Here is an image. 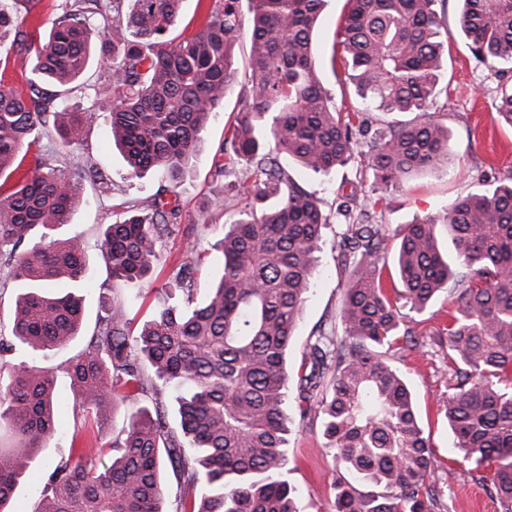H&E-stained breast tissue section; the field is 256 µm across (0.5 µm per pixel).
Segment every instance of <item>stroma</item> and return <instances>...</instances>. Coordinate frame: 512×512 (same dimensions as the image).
<instances>
[{
	"mask_svg": "<svg viewBox=\"0 0 512 512\" xmlns=\"http://www.w3.org/2000/svg\"><path fill=\"white\" fill-rule=\"evenodd\" d=\"M458 8L457 0H448L442 16L452 36L445 46L441 94L436 105L426 113L368 114L376 128L397 119L407 123L429 119L446 125L447 160L414 173L400 188L390 192L380 189L373 171L357 158L326 176L306 170L293 159H283L282 165L293 182L316 199L325 213H335L352 192L362 190L376 201L372 210L375 222L387 225L393 232L401 225L437 216L460 196L493 189L498 180L512 174V127L492 120L502 87L512 85V70L504 64L491 68L475 60L465 37L457 30ZM347 9L348 0H326L315 29L314 55L323 84L335 102L357 110L361 107L360 98L351 85L339 82L330 62L338 24ZM14 11L20 29L41 34L48 32L62 15L59 0H16ZM32 77L31 54L26 47H14L10 54L0 56V87L25 93ZM240 89L236 83L228 91L223 108L203 131L200 147L189 159L176 187L181 207L179 222L196 225V234L186 237L174 233L160 251L151 278L121 287L132 329H139L149 318L164 289L173 286L176 272L190 254L202 258L195 281L197 297H204L207 288L221 275L223 259L215 244L224 235L225 221L234 213L236 178L217 174L215 153L224 141L226 124L244 106ZM40 91L55 103L69 104L92 115L84 144L73 153L61 155L59 141L49 127L40 128L38 145L45 159L56 162L72 177L84 179L82 202L64 232L83 236L93 265L82 292L83 335L67 347L40 351L33 357L34 363L54 378L59 423L48 448L42 451L46 466L31 469L22 477L13 497L12 512H33L49 464L68 456L73 434L80 426L68 370L71 359L92 335L102 303L112 288L100 253L103 230L122 216V203L149 202L163 183L156 172L135 177L113 147L106 114L99 107L100 102L112 97L106 69L94 63L78 81L67 86L44 83ZM90 166L101 172L107 188L84 178L83 173ZM335 242L334 228H326L315 285L288 350V371L293 375L301 365L308 337L320 327H334L338 320L347 275L335 261ZM448 309L447 295H440L415 317L419 349L408 357L391 349L387 356L417 396L423 425L440 459L437 489L449 512H497L485 491L468 477L466 464L459 462L454 437L439 412L440 404L448 398V338L441 333ZM283 411L290 429L287 478L299 489L294 500L296 512H334L337 473L332 452L325 445L319 424L301 421L296 384L288 386Z\"/></svg>",
	"mask_w": 512,
	"mask_h": 512,
	"instance_id": "obj_1",
	"label": "stroma"
}]
</instances>
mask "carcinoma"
Segmentation results:
<instances>
[{
    "label": "carcinoma",
    "instance_id": "1",
    "mask_svg": "<svg viewBox=\"0 0 512 512\" xmlns=\"http://www.w3.org/2000/svg\"><path fill=\"white\" fill-rule=\"evenodd\" d=\"M325 0H224L200 29L179 41L169 32L183 0H133L102 27L92 44L91 17L62 5V18L44 37L16 31L9 0H0V36L18 32L35 45L32 73L66 86L94 57L108 69L106 104L112 141L130 171L183 176L211 116L236 79L234 53L250 22L244 108L224 136L216 172L235 174L246 203L236 208L218 242L223 271L205 299L194 301L198 261L179 267L182 291L132 334L122 297L113 294L85 348L70 363L76 406L100 420L135 400L153 379L186 388L179 402L184 438L167 428L160 397L140 407L112 441V461L82 433L55 463L35 512H163L161 471L169 461L199 501L178 512H295L296 488L286 479L288 348L317 272L323 229L331 224L315 199L289 185L279 157L327 174L366 148L385 188L448 156V128L425 120L390 122L362 142L342 119L318 75L312 33ZM341 18L340 81L355 86L380 112H424L439 94L448 29L438 6L447 0H349ZM457 27L482 63L512 64V0H460ZM45 101L0 87V178L29 154L46 123ZM62 149L83 143L90 115L52 111ZM494 120L512 126V87L501 92ZM161 188L144 207L106 225L101 256L112 278L131 282L151 271L175 229L176 197ZM270 197L272 206L264 205ZM82 199L81 180L36 157L33 174L0 198V284L19 282L10 315L16 347L45 351L79 336L89 256L71 223ZM448 225L454 256L434 235ZM393 266L385 260V225L372 222L371 202L355 203L336 232L339 265L351 269L340 326L308 337L297 375L301 415L321 433L344 475L336 478L335 512H446L437 492L436 454L404 376L380 348L416 350V330L401 308L421 313L448 290V402L444 417L471 480L512 512V174L496 187L461 197L438 216L396 233ZM401 288H395V283ZM0 380V426L12 441L0 448V512L56 426L52 378L26 360L6 362ZM154 370V378L145 370Z\"/></svg>",
    "mask_w": 512,
    "mask_h": 512
}]
</instances>
